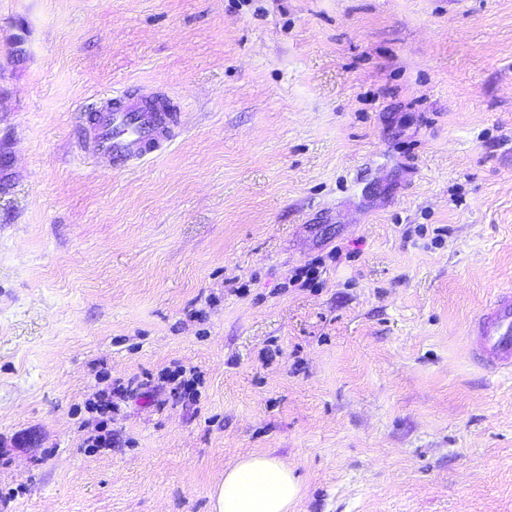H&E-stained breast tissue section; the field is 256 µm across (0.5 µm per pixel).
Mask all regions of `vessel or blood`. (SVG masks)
I'll use <instances>...</instances> for the list:
<instances>
[{
	"label": "vessel or blood",
	"instance_id": "b4317fda",
	"mask_svg": "<svg viewBox=\"0 0 512 512\" xmlns=\"http://www.w3.org/2000/svg\"><path fill=\"white\" fill-rule=\"evenodd\" d=\"M90 128L81 144L88 160L100 157L125 169L167 148L180 120L166 98L132 97L116 93L103 97L89 117ZM478 353L498 369L512 371V290L495 296L474 322Z\"/></svg>",
	"mask_w": 512,
	"mask_h": 512
}]
</instances>
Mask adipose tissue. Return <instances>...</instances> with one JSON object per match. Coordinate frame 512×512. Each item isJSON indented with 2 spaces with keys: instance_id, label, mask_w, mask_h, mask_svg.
I'll return each mask as SVG.
<instances>
[{
  "instance_id": "obj_1",
  "label": "adipose tissue",
  "mask_w": 512,
  "mask_h": 512,
  "mask_svg": "<svg viewBox=\"0 0 512 512\" xmlns=\"http://www.w3.org/2000/svg\"><path fill=\"white\" fill-rule=\"evenodd\" d=\"M300 483L287 462L267 454H247L224 472L211 495L212 512H290Z\"/></svg>"
}]
</instances>
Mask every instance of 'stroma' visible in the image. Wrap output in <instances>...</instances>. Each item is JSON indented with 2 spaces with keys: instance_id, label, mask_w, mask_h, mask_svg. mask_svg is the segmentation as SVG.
<instances>
[{
  "instance_id": "stroma-1",
  "label": "stroma",
  "mask_w": 512,
  "mask_h": 512,
  "mask_svg": "<svg viewBox=\"0 0 512 512\" xmlns=\"http://www.w3.org/2000/svg\"><path fill=\"white\" fill-rule=\"evenodd\" d=\"M114 91L183 132L86 162ZM509 287L512 0H0V512H512ZM479 356L498 369L512 371V290L497 294L474 322ZM301 492L294 470L282 459L247 454L224 471L211 495L212 512H289Z\"/></svg>"
}]
</instances>
